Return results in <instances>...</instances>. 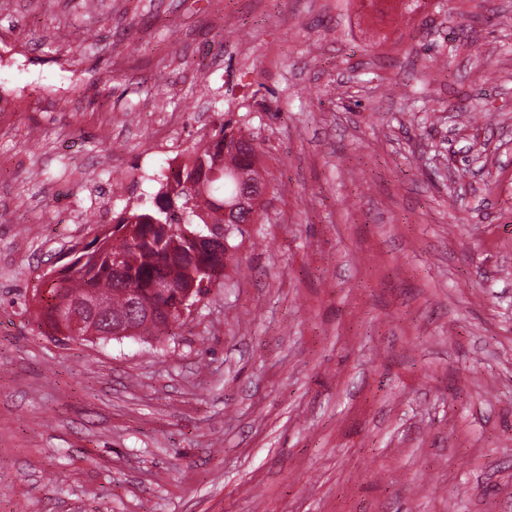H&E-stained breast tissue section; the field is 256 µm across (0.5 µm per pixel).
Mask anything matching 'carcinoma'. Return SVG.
<instances>
[{
	"mask_svg": "<svg viewBox=\"0 0 512 512\" xmlns=\"http://www.w3.org/2000/svg\"><path fill=\"white\" fill-rule=\"evenodd\" d=\"M263 155V142L257 137L220 133L193 151L189 163L166 183L165 205L136 209L112 232L95 238L50 293L79 307L90 294L108 296L100 322L107 327L113 318L128 313V289L135 288L154 306L151 315H138L142 335H171L182 316L181 295L191 292V302H198L208 292L201 284L224 276L234 246L217 255L201 238L224 232L221 209L237 194L233 175L244 172L254 183L269 185L261 167ZM116 261L124 267L120 276L112 273ZM161 278L169 285L164 295L150 288Z\"/></svg>",
	"mask_w": 512,
	"mask_h": 512,
	"instance_id": "carcinoma-1",
	"label": "carcinoma"
}]
</instances>
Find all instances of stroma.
<instances>
[{"mask_svg": "<svg viewBox=\"0 0 512 512\" xmlns=\"http://www.w3.org/2000/svg\"><path fill=\"white\" fill-rule=\"evenodd\" d=\"M18 43L0 512H512V0H0ZM222 129L274 187L223 279L52 336L44 274Z\"/></svg>", "mask_w": 512, "mask_h": 512, "instance_id": "35a3bbf8", "label": "stroma"}]
</instances>
